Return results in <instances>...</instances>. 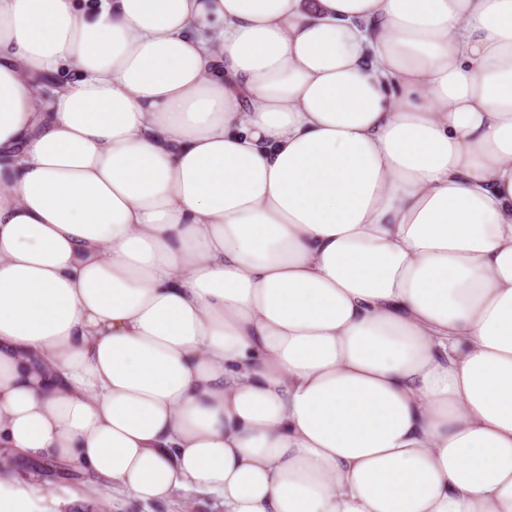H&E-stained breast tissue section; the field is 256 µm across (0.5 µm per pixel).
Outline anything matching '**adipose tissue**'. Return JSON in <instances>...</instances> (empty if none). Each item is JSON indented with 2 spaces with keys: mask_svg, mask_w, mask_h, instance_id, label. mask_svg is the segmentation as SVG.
<instances>
[{
  "mask_svg": "<svg viewBox=\"0 0 512 512\" xmlns=\"http://www.w3.org/2000/svg\"><path fill=\"white\" fill-rule=\"evenodd\" d=\"M19 459L224 512H512V0H0Z\"/></svg>",
  "mask_w": 512,
  "mask_h": 512,
  "instance_id": "adipose-tissue-1",
  "label": "adipose tissue"
}]
</instances>
